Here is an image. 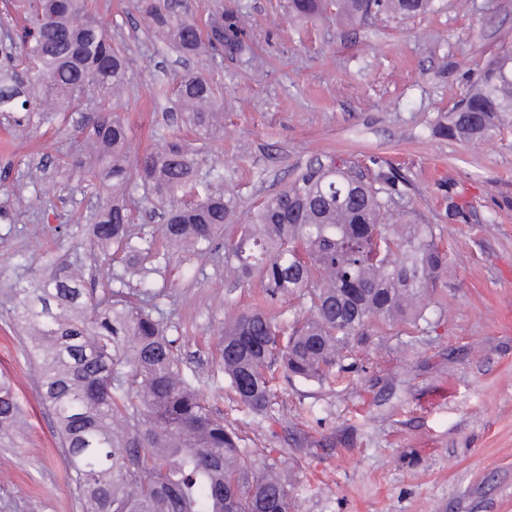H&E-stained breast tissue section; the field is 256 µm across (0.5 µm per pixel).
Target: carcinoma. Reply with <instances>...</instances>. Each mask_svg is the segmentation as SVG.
I'll return each instance as SVG.
<instances>
[{"label": "carcinoma", "mask_w": 512, "mask_h": 512, "mask_svg": "<svg viewBox=\"0 0 512 512\" xmlns=\"http://www.w3.org/2000/svg\"><path fill=\"white\" fill-rule=\"evenodd\" d=\"M372 7L413 17L430 11L432 0H291L302 18L319 19L332 9L336 18L354 21ZM3 8L26 22L25 40L5 46L8 64L0 68V112L14 115L15 123L28 120L32 104L29 85L15 72L19 59L37 68L45 112L89 90L110 96L124 89L126 60L83 0H3ZM150 14L156 29L188 54L206 47L231 57L251 52L241 14L222 13L205 38L194 20L158 4ZM176 94L186 125L203 140L214 138L221 105L209 82L184 76ZM511 114L512 55L501 51L439 132L485 138ZM81 133L112 155V206L92 226V237L122 254L125 273H144L147 249L165 256L187 247L220 251V235L236 222L239 206L223 173L201 175L198 154L177 143L144 156L131 171L121 156L127 128L116 113L84 122ZM139 186L146 199L167 203L145 248L131 234L137 210L120 201ZM404 199L392 176L368 182L351 165L320 164L266 198L241 227L225 256L230 276L239 282L257 276L270 299L302 296L313 309L286 338L257 309L224 327V375L247 409L268 410L267 370L276 363L294 377L321 382L368 323L427 320L422 296L447 252L431 224L385 223ZM13 314L26 332L24 354L38 365L39 398L55 420L84 512H293L286 481L239 448L224 417L184 373L176 340L153 309L120 289L97 293L60 262L15 288ZM22 427L18 397L0 379V434L15 438Z\"/></svg>", "instance_id": "obj_1"}]
</instances>
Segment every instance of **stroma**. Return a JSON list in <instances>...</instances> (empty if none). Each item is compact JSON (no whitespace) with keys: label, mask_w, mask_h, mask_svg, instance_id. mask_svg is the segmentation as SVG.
Wrapping results in <instances>:
<instances>
[{"label":"stroma","mask_w":512,"mask_h":512,"mask_svg":"<svg viewBox=\"0 0 512 512\" xmlns=\"http://www.w3.org/2000/svg\"><path fill=\"white\" fill-rule=\"evenodd\" d=\"M206 27L212 14H244L251 63L186 56L157 33L148 10ZM128 63L129 89L99 93L45 121L0 116V375L21 402L26 435L0 437V512H81L54 420L38 398L13 320V288L51 254L142 295L152 286L183 369L224 414L225 426L261 466L284 473L298 512H512V118L491 139L435 134L488 61L512 46V0H436L411 18L373 13L340 24L294 16L289 0H86ZM199 75L223 102L224 132L201 146L180 124L175 88ZM117 112L130 166L160 150L173 124L204 167L223 171L239 220L306 167L344 159L367 178L396 177L407 203L392 224H432L448 262L424 302L427 321H375L323 383L273 375L257 415L236 399L220 343L225 323L259 309L303 322L310 303L270 300L257 279L239 283L224 260L179 252L147 257L146 283L105 264L86 239L112 198L105 168L72 165L96 154L74 134L83 112Z\"/></svg>","instance_id":"stroma-1"}]
</instances>
